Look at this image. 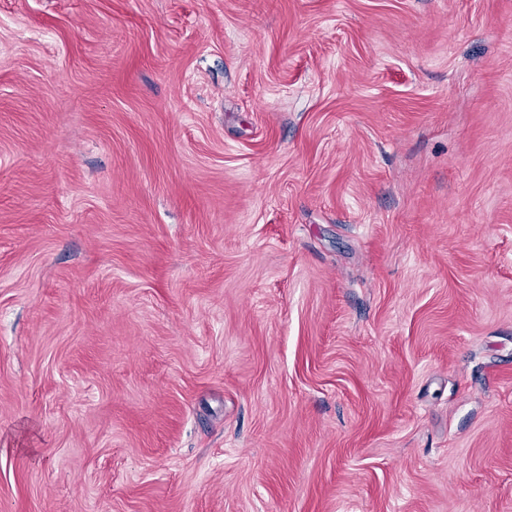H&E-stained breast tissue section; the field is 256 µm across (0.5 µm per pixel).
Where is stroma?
I'll use <instances>...</instances> for the list:
<instances>
[{
  "label": "stroma",
  "mask_w": 512,
  "mask_h": 512,
  "mask_svg": "<svg viewBox=\"0 0 512 512\" xmlns=\"http://www.w3.org/2000/svg\"><path fill=\"white\" fill-rule=\"evenodd\" d=\"M0 512H512V0H0Z\"/></svg>",
  "instance_id": "stroma-1"
}]
</instances>
